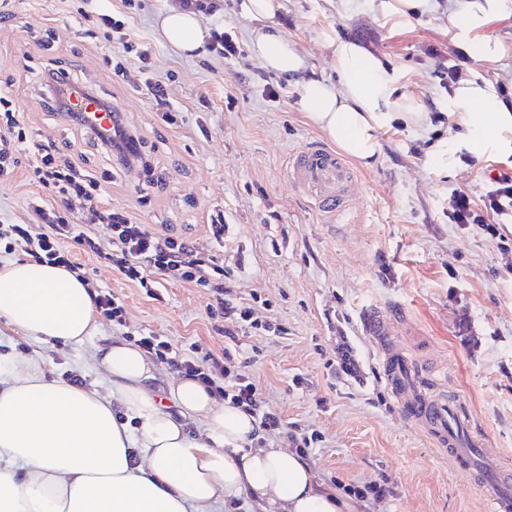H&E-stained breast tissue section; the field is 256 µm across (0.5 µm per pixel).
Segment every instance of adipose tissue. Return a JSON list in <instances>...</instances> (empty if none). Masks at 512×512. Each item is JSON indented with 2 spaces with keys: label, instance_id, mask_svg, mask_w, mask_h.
<instances>
[{
  "label": "adipose tissue",
  "instance_id": "ef3b65f1",
  "mask_svg": "<svg viewBox=\"0 0 512 512\" xmlns=\"http://www.w3.org/2000/svg\"><path fill=\"white\" fill-rule=\"evenodd\" d=\"M277 8L276 0H248L264 22L251 52L296 79L300 110L342 151L369 167L380 131L398 120L423 125L425 113L395 99L393 77L357 42L336 46L337 84L307 77L305 55L271 23ZM505 8V0H461L448 17L454 43L478 61L499 60L505 47L484 30ZM158 30L182 53L209 35L186 9L168 11ZM448 110L472 154L512 149V109L490 83L462 81ZM0 325L48 348L99 336L89 289L68 269L34 260L0 264ZM99 338L93 357L107 389L47 379L34 361L0 373V512H228L242 500L261 512H353L299 454L256 447L249 414L217 404L189 377L169 381L166 400H157L146 353L120 337Z\"/></svg>",
  "mask_w": 512,
  "mask_h": 512
}]
</instances>
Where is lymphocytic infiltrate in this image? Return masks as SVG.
<instances>
[{"instance_id":"1","label":"lymphocytic infiltrate","mask_w":512,"mask_h":512,"mask_svg":"<svg viewBox=\"0 0 512 512\" xmlns=\"http://www.w3.org/2000/svg\"><path fill=\"white\" fill-rule=\"evenodd\" d=\"M23 154L30 157L27 178L39 190L31 208L46 231L35 237L26 225L0 224V248L5 253L20 251L38 262L65 267L82 281L86 270L68 250L67 245L72 242L97 263L112 266L143 288L152 299H159L158 286L168 280L204 289L211 299L212 314L223 320L218 334L231 342H238L243 334L272 331V324L254 319L252 306L229 300L226 282L232 272L212 250L157 232L137 222L128 211L105 204L99 196L97 180L73 159L61 155L54 141L31 139L9 88L1 87V178L13 177ZM74 197L82 199L86 208L77 224L71 223L67 215ZM443 214L459 228L475 227L484 234L499 236L503 225L512 223V171L503 169L489 176L477 197L453 190ZM134 342L156 360L199 380L216 400L255 418L261 431L258 447H266L268 437L283 430L281 416L264 408L254 380L238 373L231 352L202 354L192 343L178 354L169 341L151 331L138 333Z\"/></svg>"}]
</instances>
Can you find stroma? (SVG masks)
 Masks as SVG:
<instances>
[{
    "label": "stroma",
    "instance_id": "obj_1",
    "mask_svg": "<svg viewBox=\"0 0 512 512\" xmlns=\"http://www.w3.org/2000/svg\"><path fill=\"white\" fill-rule=\"evenodd\" d=\"M214 2L216 12H202V21L235 32L239 56L177 55L159 39L155 21L180 0H140L126 28L138 50L148 52L142 63L135 53L111 54L95 20L77 21L83 0H10L0 18V87L11 86L34 138L53 139L96 177L107 203L140 223L207 247L211 218L223 213L217 255L234 271L231 300L246 306L254 296L267 299L259 319L282 328L242 338L236 368L284 423L319 433L308 460L319 482L388 484L385 497L353 499L355 512H489L455 462L401 414L378 376L376 347L358 336L361 308L372 305L390 316L400 347L427 385L463 398L474 427L512 467V247L460 231L442 213L452 190L479 195L489 172L459 162L444 173L413 152L436 137L456 142L463 132L436 78L442 62L460 52L443 26L457 0H438L403 20L383 18L377 0H279L274 21L306 56L310 76L336 83V44L354 40L382 58L399 93L447 114L437 127L384 129L377 163H353L359 219L352 224L321 223L289 181L290 154L328 138L300 111L293 79L252 56L249 39L258 23L247 0ZM485 33L506 52L494 63L467 60L468 73L494 85L512 83V0ZM119 61L129 81L115 75ZM52 66L118 106L140 136L150 169L122 166L90 129L50 109L39 75ZM142 68L164 81L171 116L131 87ZM269 86L279 99L266 97ZM35 193L25 167L0 179V224L43 233L30 215ZM84 264L90 281L112 289L125 306V326L105 321L101 334L151 330L178 350L193 342L203 353L227 347L203 289L169 281L155 301L117 271L89 258ZM96 344L92 338L43 351L48 377L72 373L106 387V371L91 361ZM342 346L358 361L360 379L342 371Z\"/></svg>",
    "mask_w": 512,
    "mask_h": 512
}]
</instances>
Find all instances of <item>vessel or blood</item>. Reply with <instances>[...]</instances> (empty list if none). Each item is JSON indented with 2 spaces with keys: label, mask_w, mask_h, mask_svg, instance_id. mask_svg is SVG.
<instances>
[{
  "label": "vessel or blood",
  "mask_w": 512,
  "mask_h": 512,
  "mask_svg": "<svg viewBox=\"0 0 512 512\" xmlns=\"http://www.w3.org/2000/svg\"><path fill=\"white\" fill-rule=\"evenodd\" d=\"M56 92L68 98L90 126L101 132L110 128V116L93 93L68 83L59 85ZM288 177L312 201L323 223H341L351 213L355 175L350 165L328 148L315 144L290 155ZM360 318L361 337L378 349L384 380L404 417L421 425L448 451L491 503L492 512H512V472L496 449L488 447L484 437L474 431L466 404L427 387L416 364L397 347L387 315L366 308Z\"/></svg>",
  "instance_id": "obj_1"
}]
</instances>
